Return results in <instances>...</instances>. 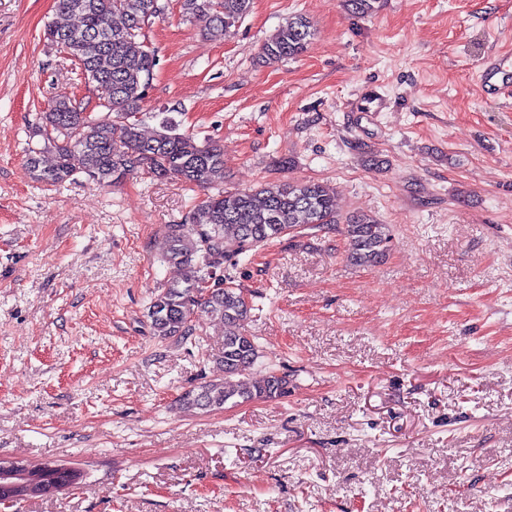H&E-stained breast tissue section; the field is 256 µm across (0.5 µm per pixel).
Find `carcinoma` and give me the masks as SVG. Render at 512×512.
<instances>
[{"label":"carcinoma","mask_w":512,"mask_h":512,"mask_svg":"<svg viewBox=\"0 0 512 512\" xmlns=\"http://www.w3.org/2000/svg\"><path fill=\"white\" fill-rule=\"evenodd\" d=\"M156 0H55L59 15L75 17L74 25L50 24L45 36L69 55L79 79L103 88L100 111L88 112L67 95L53 100L32 126L30 138L42 142L28 148L35 179L56 185L77 173L99 183L120 184L142 172L178 178L206 192L182 224L167 227L169 247L163 262L178 267L181 277L156 294L148 307L153 334L189 339L206 317L224 325L219 361L224 380L185 391L180 401L189 409L222 408L252 400L271 401L288 394V375L275 371L243 379L259 358L256 338L244 329L249 306L242 291L222 281L210 283L224 262L253 256L258 248L289 231L325 228L338 223L334 193L319 182L268 183L256 190L228 192L224 183V151L215 141L200 142L180 131L163 114L155 133L146 137L137 118L156 67L155 50L143 29L155 17ZM252 0H182L188 20L211 36H222L251 10ZM311 37L310 22L294 15L261 48L265 62L301 54ZM343 234L348 258L374 266L389 250L386 225L356 215L346 220ZM49 476L45 496L82 480L80 469L44 463L31 471L35 481Z\"/></svg>","instance_id":"cac0c4a2"}]
</instances>
